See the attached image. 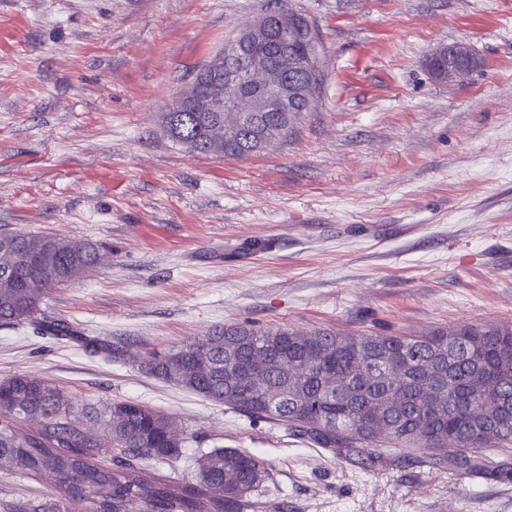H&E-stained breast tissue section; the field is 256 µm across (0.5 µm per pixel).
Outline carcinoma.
Masks as SVG:
<instances>
[{"mask_svg": "<svg viewBox=\"0 0 512 512\" xmlns=\"http://www.w3.org/2000/svg\"><path fill=\"white\" fill-rule=\"evenodd\" d=\"M280 33L250 47L252 57L274 61ZM440 81L448 69L467 74L475 57H448L436 48L427 60ZM298 113L275 104L267 112L163 114L167 135L192 153L238 159L288 136ZM100 248L55 234H0V323L31 321L48 289L70 284L101 263ZM262 359L265 370L241 379L239 366ZM283 361L295 370L280 371ZM145 371L206 400L230 405L250 418L275 419L294 436L338 455L366 456L382 447L433 452L437 464L469 471L493 465L490 452L512 443V325L461 324L426 336L302 334L287 327L248 323L216 327L201 339L142 362ZM336 386L326 384L327 374ZM278 390L279 402L268 394ZM105 427L107 443L92 439L84 420ZM164 412L133 401L74 411L63 390L18 374L0 380V465L46 481L60 500L91 495L107 484V499H90L92 512H242L267 479L257 456L214 448L197 460V481L149 476L144 460H173L184 438ZM113 467L91 462L99 449ZM454 448L453 459L443 451Z\"/></svg>", "mask_w": 512, "mask_h": 512, "instance_id": "carcinoma-1", "label": "carcinoma"}]
</instances>
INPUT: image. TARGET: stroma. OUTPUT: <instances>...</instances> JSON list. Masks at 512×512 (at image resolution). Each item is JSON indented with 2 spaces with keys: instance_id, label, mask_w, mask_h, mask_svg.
<instances>
[{
  "instance_id": "stroma-1",
  "label": "stroma",
  "mask_w": 512,
  "mask_h": 512,
  "mask_svg": "<svg viewBox=\"0 0 512 512\" xmlns=\"http://www.w3.org/2000/svg\"><path fill=\"white\" fill-rule=\"evenodd\" d=\"M274 2L0 0V233L105 255L43 301L77 337L0 326V379H44L78 410L168 414L187 439L177 460L144 462L157 478L195 481L215 447L256 455L268 477L250 512H512V447L491 471L417 448L370 468L141 367L225 324H512V0H286L322 42L313 109L260 153H189L162 128L167 104ZM455 42L479 64L438 81L426 60ZM56 504L0 467V512Z\"/></svg>"
}]
</instances>
